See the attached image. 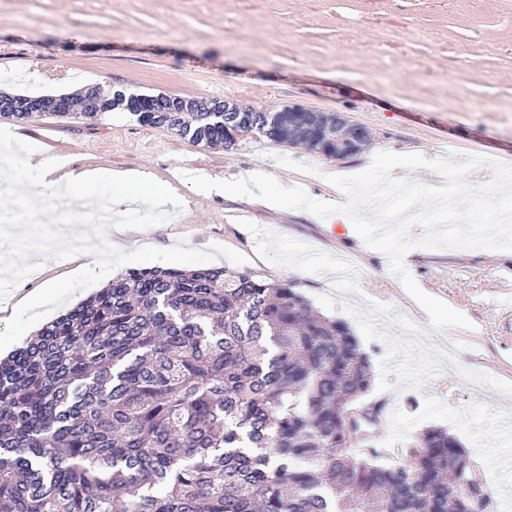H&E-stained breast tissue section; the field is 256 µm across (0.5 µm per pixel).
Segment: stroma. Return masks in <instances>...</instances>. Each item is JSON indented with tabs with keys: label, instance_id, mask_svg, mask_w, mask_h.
I'll list each match as a JSON object with an SVG mask.
<instances>
[{
	"label": "stroma",
	"instance_id": "obj_1",
	"mask_svg": "<svg viewBox=\"0 0 512 512\" xmlns=\"http://www.w3.org/2000/svg\"><path fill=\"white\" fill-rule=\"evenodd\" d=\"M69 83L272 112L300 105L368 127L364 150L336 161L258 135L229 149L195 145L126 112L94 120L45 112L15 125L19 140L58 163L146 170L183 203L165 222L113 227L108 239L123 238L130 251L226 246L247 255L245 271L291 285L346 322L370 358L361 407L395 409L368 426L363 448L399 464L423 429L445 428L480 458L479 475L497 489L494 512H512V438L501 432L512 413V320L501 290L512 281V251L407 255L420 288L473 324L435 332L388 257L357 234L302 210L201 193L185 179L264 172L342 203L326 172L355 174L391 151L481 155L487 165L468 180L490 182L491 161L512 165V0H0V88L44 95ZM340 258L356 266L354 279L336 278ZM93 262L80 254L22 279L0 302V332L24 297Z\"/></svg>",
	"mask_w": 512,
	"mask_h": 512
}]
</instances>
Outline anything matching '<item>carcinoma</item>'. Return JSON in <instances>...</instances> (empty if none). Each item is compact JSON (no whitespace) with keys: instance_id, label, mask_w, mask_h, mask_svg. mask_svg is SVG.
<instances>
[{"instance_id":"1","label":"carcinoma","mask_w":512,"mask_h":512,"mask_svg":"<svg viewBox=\"0 0 512 512\" xmlns=\"http://www.w3.org/2000/svg\"><path fill=\"white\" fill-rule=\"evenodd\" d=\"M112 97L144 126L224 143L218 101ZM83 112L94 119L101 111ZM47 95L14 106L72 115ZM237 136L322 153L286 112H236ZM372 371L343 321L288 284L224 268L131 269L0 359V512H471L448 478L460 442L423 430L400 465L357 456L348 412Z\"/></svg>"}]
</instances>
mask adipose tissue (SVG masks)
Returning a JSON list of instances; mask_svg holds the SVG:
<instances>
[{"mask_svg":"<svg viewBox=\"0 0 512 512\" xmlns=\"http://www.w3.org/2000/svg\"><path fill=\"white\" fill-rule=\"evenodd\" d=\"M15 131L0 126V147L13 149L12 160L17 167L34 171L38 177L41 195L56 193L60 189L76 191L97 184L112 187L110 205L113 212H121L128 198L134 197L144 203L166 198L167 190L159 185L146 171H120L102 166L60 173L57 163L39 158L35 148L17 146Z\"/></svg>","mask_w":512,"mask_h":512,"instance_id":"ef3b65f1","label":"adipose tissue"}]
</instances>
